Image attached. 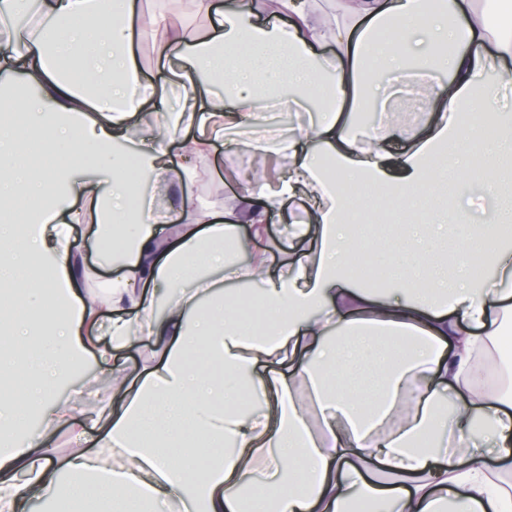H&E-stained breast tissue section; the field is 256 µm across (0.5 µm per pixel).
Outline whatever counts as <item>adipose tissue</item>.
I'll list each match as a JSON object with an SVG mask.
<instances>
[{
  "mask_svg": "<svg viewBox=\"0 0 512 512\" xmlns=\"http://www.w3.org/2000/svg\"><path fill=\"white\" fill-rule=\"evenodd\" d=\"M288 19L261 21L253 0H189L190 9L158 7L150 24L137 0H0V241L12 244L10 278L0 285V313L22 304L37 322L0 327V512H20L33 495L40 512H512V487H492L490 458H512V396L473 393L475 354L508 347L512 317V249L499 246L506 206L466 225L452 259L430 241L448 230L436 217L411 225L401 247L400 270L385 290L362 287L343 272L356 228L350 206L317 162L330 158L341 178L380 187L400 203L425 194L438 171L465 174L475 156L460 149L474 137L461 118L487 91L483 73L512 58V0H497L495 19L466 15V0H326L329 20L312 25L310 0H276ZM211 19L197 35L198 17ZM457 24H450V17ZM409 22L411 49L422 58L437 49L434 67L447 80L427 85L438 108L427 134L400 157L384 152L386 129L355 126L347 107L373 96L384 73L402 65L381 30ZM168 38L173 57L168 85L184 90L180 109L142 78L134 46ZM495 56L482 55L483 43ZM332 45L325 58L317 47ZM452 54H444L446 46ZM298 97L320 95L329 107L305 132L274 143L249 142L255 153L276 150L289 159L277 186L246 192L223 214L182 195L190 221L158 238L156 220L140 204L136 182L123 176L127 160L137 173L166 185L190 175V160L211 145L190 138L180 154L177 132L259 125L268 99L282 86ZM160 114L133 158L114 144L137 132L144 112ZM23 114L15 124L14 114ZM65 136L68 164L46 169L38 147ZM96 167L91 179L79 169ZM319 197L313 213L318 248L274 273L262 259L226 264L230 275L260 284L244 297L223 283L191 274V257L211 253L224 262L228 242L261 238L271 213L299 188ZM83 198L82 208H60V198ZM109 225L123 271L107 296L81 293L68 228L89 210ZM488 243L491 274L475 280L464 258L477 241ZM52 258L57 270L40 269ZM179 288L165 315L158 294ZM245 304L262 323L243 325ZM115 310L108 333L113 348L136 335L154 337L160 360L136 384L120 382L98 411L93 451L55 457L28 426L41 413L50 426H67L78 413L55 401L60 379L89 354L88 336L100 308ZM291 367L292 376L279 373ZM307 382L309 398L293 393ZM28 476L27 487L14 482Z\"/></svg>",
  "mask_w": 512,
  "mask_h": 512,
  "instance_id": "1",
  "label": "adipose tissue"
}]
</instances>
